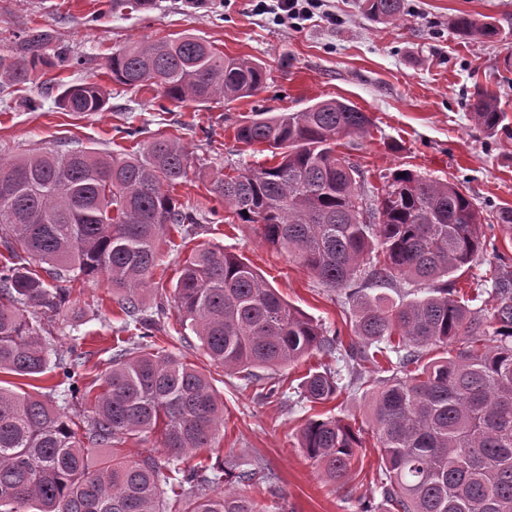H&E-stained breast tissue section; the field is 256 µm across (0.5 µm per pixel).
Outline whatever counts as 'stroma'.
<instances>
[{
	"instance_id": "1",
	"label": "stroma",
	"mask_w": 512,
	"mask_h": 512,
	"mask_svg": "<svg viewBox=\"0 0 512 512\" xmlns=\"http://www.w3.org/2000/svg\"><path fill=\"white\" fill-rule=\"evenodd\" d=\"M258 0H154L140 11L113 8L112 0H0V52L16 49L19 35L39 29L53 47L84 57L83 65L52 68L34 76L25 89L0 99V156L15 158L39 147H79L121 153L158 133L178 139L201 176L178 186L175 197L197 221L165 235L149 289L138 298L155 310L171 292L192 248L221 247L253 265L294 307L344 342L355 339L354 304L343 292L321 283L288 255L277 252L251 224L233 222L230 208L210 191L216 173L268 163L262 146H245L234 129L257 112H299L328 99L346 100L372 121L369 134L343 137L339 152L357 163L369 197L380 194L398 169L457 184L471 198L491 240L476 272L499 265L512 275V233L496 224L499 210L512 209V0H405L395 22L363 13L359 0H322L313 17L296 27L259 11ZM493 23L492 40H459L457 16ZM191 34L225 55L255 60L266 69L254 96L204 105L177 103L148 89L112 83L106 59L113 48L142 40ZM96 82L106 87L104 111L76 115L54 99L64 85ZM480 90L498 97L506 118L492 132L469 111ZM137 136H127V128ZM475 272V273H476ZM67 312L45 318L54 356L70 349L86 354L93 374L104 373L116 343L132 346L123 313L106 279L71 281ZM166 312L158 343L197 369L212 374L224 402L226 424L212 449L179 459L184 469L212 473L227 459L264 470L270 484L246 488L267 512H361L382 507L372 478L379 468L374 428L369 420L371 367L311 354L274 370H256L251 382L212 365L197 337L180 338ZM340 370L347 390L336 399L310 405L290 398H266L281 381L299 385L311 369ZM346 417L363 429L347 488L326 482L298 445L297 434L311 416Z\"/></svg>"
}]
</instances>
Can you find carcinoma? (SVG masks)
Returning a JSON list of instances; mask_svg holds the SVG:
<instances>
[{
	"instance_id": "1",
	"label": "carcinoma",
	"mask_w": 512,
	"mask_h": 512,
	"mask_svg": "<svg viewBox=\"0 0 512 512\" xmlns=\"http://www.w3.org/2000/svg\"><path fill=\"white\" fill-rule=\"evenodd\" d=\"M368 16L400 19L404 0H362ZM458 38L498 35L468 15L454 21ZM85 63L51 51V37L27 32L11 54L0 53V93L58 64ZM112 82L155 86L178 103L207 104L255 95L263 67L228 57L202 38L184 34L112 50ZM74 114L100 112L107 91L69 85L56 96ZM488 131L505 120L487 92L470 104ZM366 113L341 100L300 112L253 118L236 127L237 141L264 145L276 162L235 175L218 174L211 192L236 218L260 227L266 243L288 254L325 285L434 282L428 294L399 304L381 297L358 302L354 330L360 345L349 358L390 376L372 392L380 468L376 479L385 512H512V277L490 268L477 286L489 300L444 281L471 267L485 246L479 212L454 183L397 170L369 218L360 170L336 151L340 138L369 132ZM194 173L189 152L163 135L138 150L32 149L0 159V373L40 381L59 370L65 381L36 394L0 386V512H265L239 486L269 481L267 473L230 463L212 479L174 461L212 448L224 425V402L210 375L156 343L158 322L140 306L167 229L194 223L171 189ZM375 254V259L368 258ZM94 280L118 290L123 329L137 331L134 347H114L109 369L85 382L87 360L73 350L49 364L52 343L41 315L62 313L69 293L39 268ZM181 330L191 331L211 362L253 376L256 368L290 364L314 351L340 349L339 332L288 302L255 268L220 247L198 248L185 260L173 291ZM457 345L455 353L421 363L428 346ZM339 372H308L299 396L311 403L338 397ZM92 401L91 415L73 419L68 398ZM156 434L163 458L129 461L122 447L133 436ZM112 449L92 465L88 446ZM300 447L332 484L344 483L363 448L361 430L340 418L310 419ZM224 489L203 492L211 482Z\"/></svg>"
}]
</instances>
